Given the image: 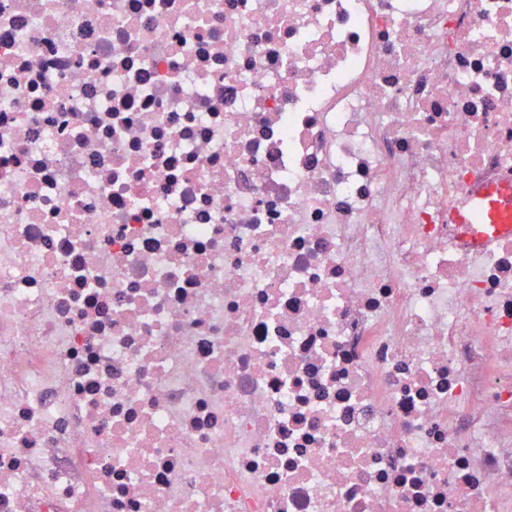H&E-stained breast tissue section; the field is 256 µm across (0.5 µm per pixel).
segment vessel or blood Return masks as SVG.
I'll use <instances>...</instances> for the list:
<instances>
[{"mask_svg": "<svg viewBox=\"0 0 512 512\" xmlns=\"http://www.w3.org/2000/svg\"><path fill=\"white\" fill-rule=\"evenodd\" d=\"M453 223L467 231L471 247H478L512 223V181L469 193L449 213Z\"/></svg>", "mask_w": 512, "mask_h": 512, "instance_id": "1", "label": "vessel or blood"}]
</instances>
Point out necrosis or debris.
<instances>
[{
  "instance_id": "1",
  "label": "necrosis or debris",
  "mask_w": 512,
  "mask_h": 512,
  "mask_svg": "<svg viewBox=\"0 0 512 512\" xmlns=\"http://www.w3.org/2000/svg\"><path fill=\"white\" fill-rule=\"evenodd\" d=\"M512 0H0V512H512ZM449 218L466 229V241L472 248L482 245L497 233L511 230L512 181L467 194L460 204L451 209Z\"/></svg>"
}]
</instances>
